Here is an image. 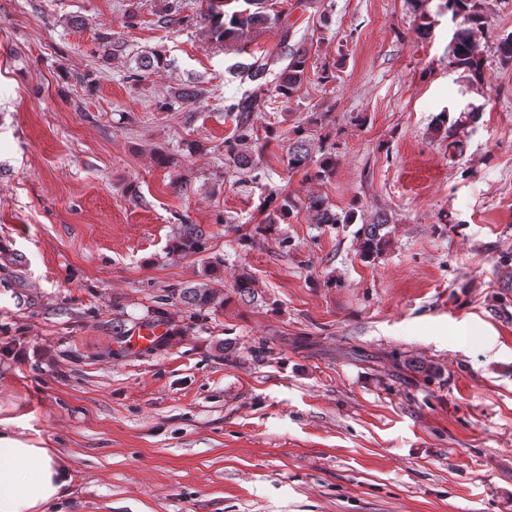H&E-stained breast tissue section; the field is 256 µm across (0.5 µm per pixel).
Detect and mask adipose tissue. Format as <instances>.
Returning a JSON list of instances; mask_svg holds the SVG:
<instances>
[{
    "mask_svg": "<svg viewBox=\"0 0 512 512\" xmlns=\"http://www.w3.org/2000/svg\"><path fill=\"white\" fill-rule=\"evenodd\" d=\"M65 470L50 449L0 429V512H45L66 484Z\"/></svg>",
    "mask_w": 512,
    "mask_h": 512,
    "instance_id": "ef3b65f1",
    "label": "adipose tissue"
}]
</instances>
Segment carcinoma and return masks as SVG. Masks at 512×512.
Returning a JSON list of instances; mask_svg holds the SVG:
<instances>
[{"instance_id": "1", "label": "carcinoma", "mask_w": 512, "mask_h": 512, "mask_svg": "<svg viewBox=\"0 0 512 512\" xmlns=\"http://www.w3.org/2000/svg\"><path fill=\"white\" fill-rule=\"evenodd\" d=\"M254 9H244L227 13L224 7L231 4V0H208L206 12L201 14V22L210 24V31L216 39L224 41L234 36L259 29L268 24L282 23V38L279 52L261 54L252 57V61L241 65V73L253 84L240 97L233 99L227 105V112L232 114L235 121L233 135L224 141L225 165L236 173L249 176L252 180L259 179L255 174L258 170L257 158L265 149V144L256 138L252 115L261 112L270 104L272 97H280L286 101L291 100L300 91L305 82L309 80L307 64L309 49L303 44H290L293 32L290 24L280 21L277 16L266 13L260 0H246ZM445 7L456 15L463 16L469 27L459 30L453 38L451 48V64L469 74L479 77L483 70V61L476 54L473 42V27L483 24L482 15L477 9L476 0H445ZM285 62V66L277 73L275 81L268 83L267 75L277 61ZM165 67V60L159 56L146 57L129 75L132 81H140L144 77ZM199 90L196 88L181 89L174 92L173 99L159 105V110H169L175 103H186L196 99ZM480 113L476 109L463 111L454 120H449L447 113H440L434 122L433 134L448 139L453 136V129L479 119ZM316 136L307 128L298 125L294 130V142L288 146V169L301 170L309 166L308 160L313 151ZM336 169V156L332 153L322 158L315 170L309 172L312 180L324 181L333 175ZM312 223L314 224H351L355 214L348 212L339 214L333 211L320 196H310L303 202ZM296 209L292 198L285 196L279 198L272 194L264 200L262 209L263 218L253 225L252 231L242 235V240L248 241L252 235L266 236L275 230V225L284 220ZM385 220L379 219L374 224H365L358 231L362 256L367 261L380 257L389 245ZM207 232L199 224L180 225L177 235L172 239V249L185 256L201 255L208 250ZM233 291L242 300L252 301L258 297L255 279L247 272L235 278ZM169 298L183 305L190 315L195 317L201 313H219L224 311V304L228 296L224 295V287L218 283L208 281L199 282L187 287L173 288Z\"/></svg>"}]
</instances>
